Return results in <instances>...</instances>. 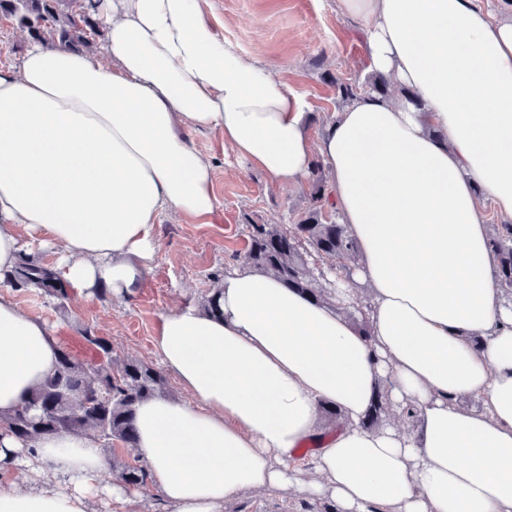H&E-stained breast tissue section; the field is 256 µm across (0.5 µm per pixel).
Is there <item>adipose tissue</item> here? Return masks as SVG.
Returning <instances> with one entry per match:
<instances>
[{
    "instance_id": "adipose-tissue-1",
    "label": "adipose tissue",
    "mask_w": 512,
    "mask_h": 512,
    "mask_svg": "<svg viewBox=\"0 0 512 512\" xmlns=\"http://www.w3.org/2000/svg\"><path fill=\"white\" fill-rule=\"evenodd\" d=\"M338 9L400 93L354 98L316 147L305 100L226 44L201 0H101L95 50L35 44L0 67V275L30 237L54 248L65 288L129 295L162 216L215 214L214 163L192 133L219 134L279 189L320 157L371 296L365 327L247 264L225 274L222 313L161 314L154 349L191 400L137 407L153 485L170 512L284 488L337 512H512V305L476 196L512 218V16L481 0ZM58 352L47 322L0 296V415ZM381 392L414 409V429L364 427ZM323 405L343 417L326 439ZM309 444L312 480L296 466ZM109 457L68 432L31 448L0 434V512H96L103 497L125 512L132 490L100 483Z\"/></svg>"
}]
</instances>
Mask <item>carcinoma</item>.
I'll return each instance as SVG.
<instances>
[{"label": "carcinoma", "instance_id": "cac0c4a2", "mask_svg": "<svg viewBox=\"0 0 512 512\" xmlns=\"http://www.w3.org/2000/svg\"><path fill=\"white\" fill-rule=\"evenodd\" d=\"M98 0H0V15L16 19L34 42L68 49H90L92 38L101 35L96 17ZM338 107H345L361 92L391 96L392 84L371 74L361 83L350 78H333ZM311 192L308 207L296 224L283 228L278 224L247 225V249L244 262L274 272L289 288L308 293L319 302L327 301L316 286L308 267L317 258L328 267L346 269L345 260L357 258V250L347 226L336 221L330 207V191L322 161L314 157L309 172ZM495 262V277L501 292L512 297V224H498L490 236ZM221 278L203 302V310L221 312ZM3 283L12 288L35 289L59 310L66 309L69 292L53 267L37 257L22 254L15 269L5 274ZM85 341L103 354L95 364L77 360L66 348L59 350L54 376L40 384L8 416H0V429L17 439L33 444L41 437L61 431L84 435L106 451L121 442L127 448L136 444V408L140 402L165 392L163 371L140 360L115 364L109 359L111 343L89 326L82 330ZM107 481L126 486L145 487L149 474L144 466L125 461L112 467Z\"/></svg>", "mask_w": 512, "mask_h": 512}]
</instances>
